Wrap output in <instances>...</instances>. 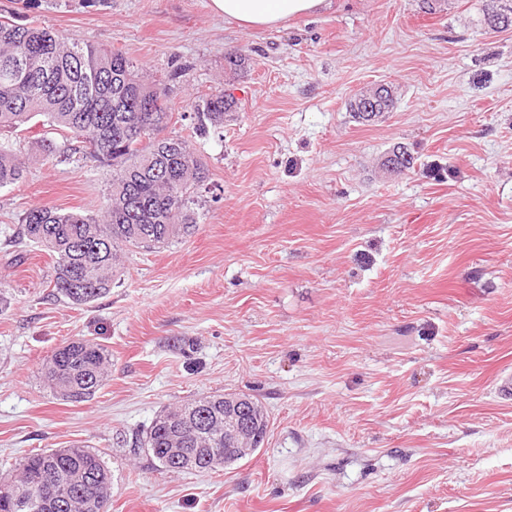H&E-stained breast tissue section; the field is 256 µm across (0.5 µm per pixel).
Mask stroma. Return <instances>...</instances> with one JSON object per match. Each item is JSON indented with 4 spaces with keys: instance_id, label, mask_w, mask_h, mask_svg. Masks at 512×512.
Here are the masks:
<instances>
[{
    "instance_id": "35a3bbf8",
    "label": "stroma",
    "mask_w": 512,
    "mask_h": 512,
    "mask_svg": "<svg viewBox=\"0 0 512 512\" xmlns=\"http://www.w3.org/2000/svg\"><path fill=\"white\" fill-rule=\"evenodd\" d=\"M20 24L118 48L165 80L173 120L207 163L196 232L126 253L86 307L49 295L51 258L19 236L26 209L97 211L106 175L2 132L27 163L0 189V476L75 443L112 474V512H512V29L480 0H332L268 30L210 0H0ZM238 52L250 65L225 71ZM394 107L355 121L362 89ZM236 111L197 136L218 90ZM413 170L385 174L394 144ZM80 337L111 373L56 397L45 358ZM246 393L265 441L222 471L171 473L131 443L165 407ZM370 89H373L370 93V95H367L365 99L362 101L361 98H358L360 95H355L349 102V112H352L353 118L357 120L358 122H368L361 111L360 105L357 102H364L366 103V111L370 112L371 109L373 112H377V102L381 100V98L385 97L386 91L391 95V98H393L392 90L389 86L386 84H377ZM373 105V107L370 106ZM237 107V101L231 93L219 90L215 91L204 100L202 104H194V120L197 132L206 133L209 128H217L224 125V109L228 106Z\"/></svg>"
}]
</instances>
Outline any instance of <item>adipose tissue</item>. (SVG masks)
I'll use <instances>...</instances> for the list:
<instances>
[{"label": "adipose tissue", "mask_w": 512, "mask_h": 512, "mask_svg": "<svg viewBox=\"0 0 512 512\" xmlns=\"http://www.w3.org/2000/svg\"><path fill=\"white\" fill-rule=\"evenodd\" d=\"M327 0H210L213 13L246 28H273L316 13Z\"/></svg>", "instance_id": "1"}]
</instances>
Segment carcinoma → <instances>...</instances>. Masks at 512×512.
<instances>
[{"label": "carcinoma", "mask_w": 512, "mask_h": 512, "mask_svg": "<svg viewBox=\"0 0 512 512\" xmlns=\"http://www.w3.org/2000/svg\"><path fill=\"white\" fill-rule=\"evenodd\" d=\"M119 50L64 39L38 25L0 19V129L17 130L37 116L67 132L66 150L109 172L102 212L63 211L47 204L27 209L19 234L53 260L52 296L86 306L112 290L126 248L159 249L192 235L200 217V189L208 178L203 158L179 136L162 142L139 134L145 123L168 128L166 90L139 76ZM235 97L216 91L193 105L195 129L224 125ZM26 177V162L0 142V189ZM122 190L125 207L112 205ZM110 354L91 338L58 347L42 373L56 396L71 402L95 396L108 378ZM176 414L170 429L164 416ZM150 463L168 472L222 470L242 459L224 437V395L213 394L160 411L134 442ZM168 448H184L177 459ZM3 479L13 497L0 496V512H100L112 500V474L102 455L87 446L28 453Z\"/></svg>", "instance_id": "1"}]
</instances>
